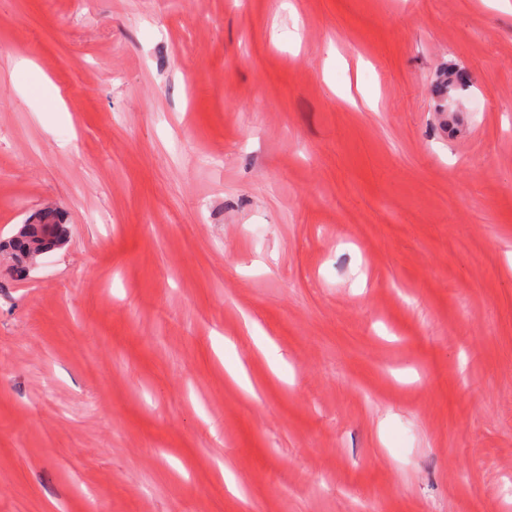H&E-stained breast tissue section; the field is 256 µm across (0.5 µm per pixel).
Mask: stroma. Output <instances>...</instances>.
I'll return each mask as SVG.
<instances>
[{"label": "stroma", "instance_id": "35a3bbf8", "mask_svg": "<svg viewBox=\"0 0 512 512\" xmlns=\"http://www.w3.org/2000/svg\"><path fill=\"white\" fill-rule=\"evenodd\" d=\"M94 504L512 512L506 0H0V512ZM67 235L66 224H59L51 212L45 213L38 224H25L19 229L9 246L18 255L31 258L47 253L65 240Z\"/></svg>", "mask_w": 512, "mask_h": 512}]
</instances>
